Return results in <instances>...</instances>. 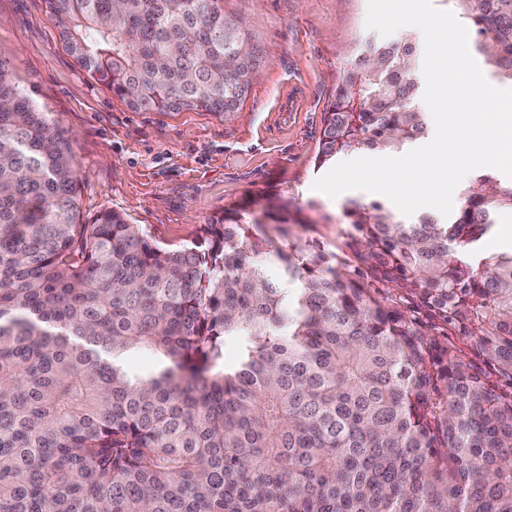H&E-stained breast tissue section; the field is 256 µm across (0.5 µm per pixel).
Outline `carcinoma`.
Returning a JSON list of instances; mask_svg holds the SVG:
<instances>
[{
    "label": "carcinoma",
    "instance_id": "1",
    "mask_svg": "<svg viewBox=\"0 0 512 512\" xmlns=\"http://www.w3.org/2000/svg\"><path fill=\"white\" fill-rule=\"evenodd\" d=\"M451 2L512 84V0ZM47 3L136 111L235 112L259 62L224 0ZM416 68L371 46L317 166L424 134ZM502 210L487 170L444 220L350 202L334 251L233 212L164 248L82 222L68 138L0 60V512H512V250L481 251Z\"/></svg>",
    "mask_w": 512,
    "mask_h": 512
}]
</instances>
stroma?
<instances>
[{
    "label": "stroma",
    "mask_w": 512,
    "mask_h": 512,
    "mask_svg": "<svg viewBox=\"0 0 512 512\" xmlns=\"http://www.w3.org/2000/svg\"><path fill=\"white\" fill-rule=\"evenodd\" d=\"M250 25L260 64L237 112H138L66 50L45 0H0V60L19 89L68 136L84 217L122 213L152 243H190L224 211L249 221L282 204L291 238L335 249L349 202L312 185L324 116L345 71L383 38L365 25L367 0H224Z\"/></svg>",
    "instance_id": "stroma-1"
}]
</instances>
